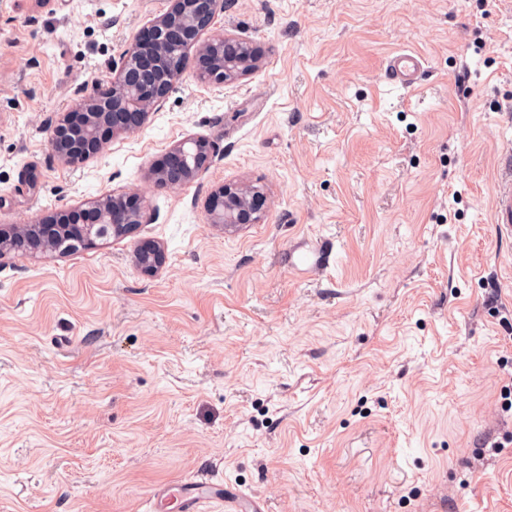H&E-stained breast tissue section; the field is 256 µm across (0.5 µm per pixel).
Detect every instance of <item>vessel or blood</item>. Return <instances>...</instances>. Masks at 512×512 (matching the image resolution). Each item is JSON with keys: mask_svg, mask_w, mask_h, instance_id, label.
Wrapping results in <instances>:
<instances>
[{"mask_svg": "<svg viewBox=\"0 0 512 512\" xmlns=\"http://www.w3.org/2000/svg\"><path fill=\"white\" fill-rule=\"evenodd\" d=\"M422 70L418 54L407 51L393 56L386 67V74L392 83L408 87L415 83ZM494 222L512 230V183L499 187L496 192ZM209 479L197 477L164 486L153 495L155 508H163L169 501L178 502L182 512H209L210 504L216 503L224 512H240L242 506H249L251 512H263L261 499H245L243 495L230 492L217 496L207 495Z\"/></svg>", "mask_w": 512, "mask_h": 512, "instance_id": "obj_1", "label": "vessel or blood"}]
</instances>
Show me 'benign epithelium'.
I'll return each mask as SVG.
<instances>
[{"instance_id":"1","label":"benign epithelium","mask_w":512,"mask_h":512,"mask_svg":"<svg viewBox=\"0 0 512 512\" xmlns=\"http://www.w3.org/2000/svg\"><path fill=\"white\" fill-rule=\"evenodd\" d=\"M224 0H169L168 9L154 18L144 30L147 38L136 34L122 61L112 66V93H90L74 107L62 113L51 127L54 154L71 164L97 156L103 140L133 133L147 122L150 112L168 96L184 73L193 70L200 76L224 82V75H238L255 69L257 57L244 39L231 34H209ZM183 43L194 53H186L179 67H174L169 48ZM236 45L238 52L218 59L216 48ZM211 143L202 137H188L164 153L150 169L153 182L168 186L171 175L186 184L194 180L211 163ZM264 195L261 188L240 183H224L215 187L204 203L208 223L239 227L258 223L263 210L257 200ZM141 209L129 207L125 195H105V202H89L36 218L30 224L0 225V256L11 251L13 241L27 243L30 254L53 255L67 242H79L85 248L107 231L122 238L143 222ZM134 261L146 275L157 274L166 263L164 249L156 244L139 246Z\"/></svg>"}]
</instances>
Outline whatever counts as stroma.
<instances>
[{
	"mask_svg": "<svg viewBox=\"0 0 512 512\" xmlns=\"http://www.w3.org/2000/svg\"><path fill=\"white\" fill-rule=\"evenodd\" d=\"M168 0H0V225L137 197L89 250L0 258V512H144L212 475L266 512H512V0H224L259 66L186 72L140 131L70 164L49 127L105 91ZM424 59L397 87L388 60ZM467 64V82L457 80ZM189 136L214 156L157 187ZM266 193L223 230V182ZM166 264L140 272L137 246ZM213 154V147L207 139L202 137L183 139L170 146L160 162L150 169L151 179L157 186L167 187L169 176L175 175L179 177L182 184H186L210 165ZM181 183L172 180L169 188H178ZM494 222L500 228L512 231V180L508 185L499 187L496 192ZM265 198L261 188L240 183H224L215 187L204 203L209 224L239 227L256 224L262 218L263 208L256 202ZM134 261L146 275L157 274L166 263V253L160 245L138 246L134 252Z\"/></svg>",
	"mask_w": 512,
	"mask_h": 512,
	"instance_id": "stroma-1",
	"label": "stroma"
}]
</instances>
